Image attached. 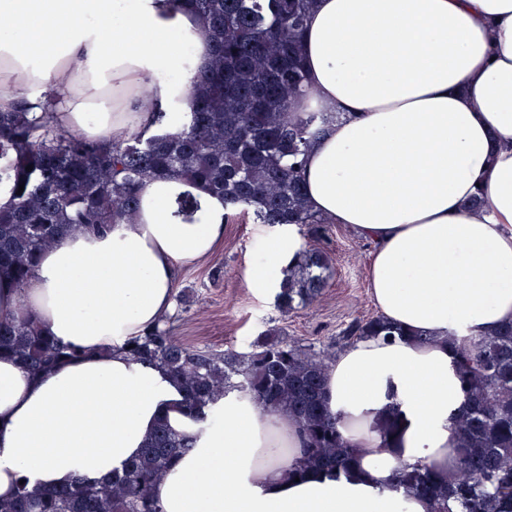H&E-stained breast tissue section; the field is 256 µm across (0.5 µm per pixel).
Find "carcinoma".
<instances>
[{
    "label": "carcinoma",
    "instance_id": "cac0c4a2",
    "mask_svg": "<svg viewBox=\"0 0 512 512\" xmlns=\"http://www.w3.org/2000/svg\"><path fill=\"white\" fill-rule=\"evenodd\" d=\"M170 2L194 13L212 34V62L190 78L180 131L165 130L166 113L160 112L150 135L112 143L72 136L52 124L61 96L56 90L44 95L39 112L24 99L15 110L0 112V192L10 196L0 206V277L23 285L42 252L74 226L99 232L131 223L147 179L175 180L218 196L233 219L325 235L326 220L309 205L304 163L340 113L302 108L309 95L303 31L314 0ZM197 209L188 192L176 201L175 215L190 222ZM333 272L329 252L305 251L284 272L279 311L314 303ZM367 336L434 340L371 314L347 323L336 347ZM448 344L465 397L454 418L458 467L445 477L431 464H407L397 470L394 487L425 498L430 512H503L501 502L512 501V323L491 334L450 337ZM127 345L130 358L157 363L181 381L191 410L234 390L261 412L292 416L305 440L300 459L289 465L292 475L357 470V455L325 404L326 371L335 355L330 349L268 329L247 353H216L182 343L162 321ZM5 356L38 375L80 352L43 335L35 320L21 315L0 319V359ZM192 441L162 420L124 472L45 491L23 485L12 498L0 499V512H163L153 488Z\"/></svg>",
    "mask_w": 512,
    "mask_h": 512
}]
</instances>
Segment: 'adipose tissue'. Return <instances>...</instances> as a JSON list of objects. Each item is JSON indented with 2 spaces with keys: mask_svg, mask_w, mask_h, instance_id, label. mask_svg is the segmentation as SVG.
Listing matches in <instances>:
<instances>
[{
  "mask_svg": "<svg viewBox=\"0 0 512 512\" xmlns=\"http://www.w3.org/2000/svg\"><path fill=\"white\" fill-rule=\"evenodd\" d=\"M211 34L169 0H0V110L61 91L52 121L118 142L176 132ZM312 101L340 120L311 146L309 204L373 245L369 295L391 322L476 336L512 322V0H315L304 35ZM150 180L133 223L84 229L45 251L23 287L0 281V318L26 310L82 356L35 376L0 360V497L122 471L159 421L192 435L190 453L155 486L164 512H427L392 487L402 465L456 466L463 403L444 344L368 338L341 351L326 401L356 448L353 477L289 476L302 438L292 419L229 392L207 421L163 367L132 360L131 338L170 309L178 270L224 240L222 199L198 192L192 222L173 214L187 192ZM479 196L484 206L464 203ZM303 246L271 240L253 285L275 288ZM397 410L398 430L377 428Z\"/></svg>",
  "mask_w": 512,
  "mask_h": 512,
  "instance_id": "adipose-tissue-1",
  "label": "adipose tissue"
}]
</instances>
